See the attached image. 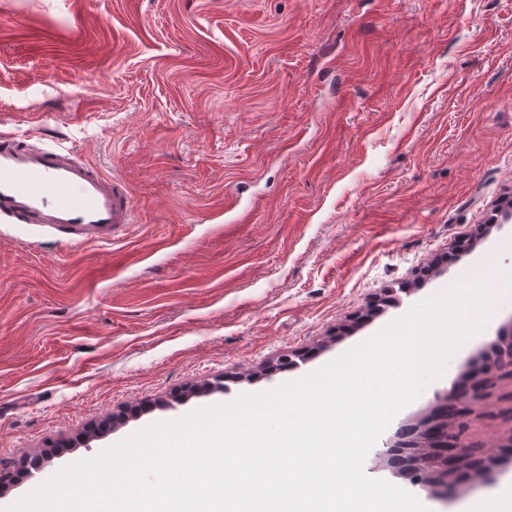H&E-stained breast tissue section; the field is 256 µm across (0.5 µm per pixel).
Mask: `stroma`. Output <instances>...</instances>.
<instances>
[{
	"mask_svg": "<svg viewBox=\"0 0 512 512\" xmlns=\"http://www.w3.org/2000/svg\"><path fill=\"white\" fill-rule=\"evenodd\" d=\"M0 130L134 196L101 241L0 216V512L512 271V221L476 237L512 203V0H0ZM509 341L500 298L366 474L429 512L512 477L506 369L455 425L474 450L456 471L409 444Z\"/></svg>",
	"mask_w": 512,
	"mask_h": 512,
	"instance_id": "obj_1",
	"label": "stroma"
}]
</instances>
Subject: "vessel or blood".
<instances>
[{
  "label": "vessel or blood",
  "instance_id": "vessel-or-blood-1",
  "mask_svg": "<svg viewBox=\"0 0 512 512\" xmlns=\"http://www.w3.org/2000/svg\"><path fill=\"white\" fill-rule=\"evenodd\" d=\"M129 188L61 145L37 147L0 133V214L78 235H106L131 221Z\"/></svg>",
  "mask_w": 512,
  "mask_h": 512
}]
</instances>
